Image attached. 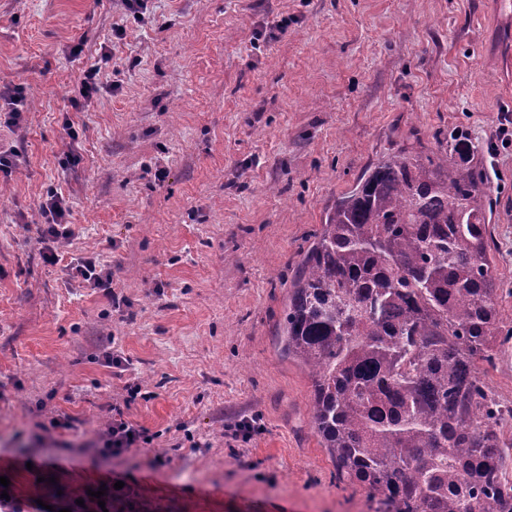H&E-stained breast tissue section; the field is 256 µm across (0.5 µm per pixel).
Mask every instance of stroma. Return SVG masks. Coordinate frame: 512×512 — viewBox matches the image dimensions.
I'll list each match as a JSON object with an SVG mask.
<instances>
[{"mask_svg":"<svg viewBox=\"0 0 512 512\" xmlns=\"http://www.w3.org/2000/svg\"><path fill=\"white\" fill-rule=\"evenodd\" d=\"M487 3L147 0L136 18L120 0H0V89L26 98L18 126L0 112V151L16 153L0 172L10 496L45 477L34 512H373L337 479L311 378L280 350L288 290L368 164L410 131L462 126L492 181L512 327V73L486 54ZM92 69L108 86L75 111ZM55 192L75 236L50 265L38 229ZM78 255L100 260L111 294L63 272ZM118 408L149 442L105 459L95 443Z\"/></svg>","mask_w":512,"mask_h":512,"instance_id":"35a3bbf8","label":"stroma"}]
</instances>
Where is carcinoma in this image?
Listing matches in <instances>:
<instances>
[{
    "mask_svg": "<svg viewBox=\"0 0 512 512\" xmlns=\"http://www.w3.org/2000/svg\"><path fill=\"white\" fill-rule=\"evenodd\" d=\"M392 144L336 197L292 282L284 351L308 367L336 477L374 512H512V417L490 180L462 130ZM481 368V376L495 401L504 408L512 407V339L508 352L494 367L483 364Z\"/></svg>",
    "mask_w": 512,
    "mask_h": 512,
    "instance_id": "carcinoma-1",
    "label": "carcinoma"
}]
</instances>
